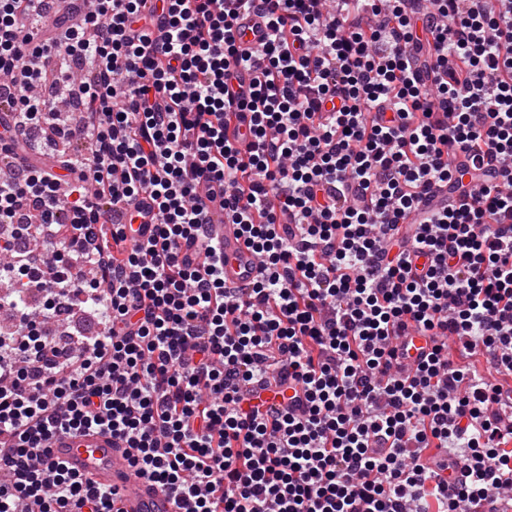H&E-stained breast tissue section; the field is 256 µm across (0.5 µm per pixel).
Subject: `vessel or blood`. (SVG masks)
Returning a JSON list of instances; mask_svg holds the SVG:
<instances>
[{"mask_svg":"<svg viewBox=\"0 0 512 512\" xmlns=\"http://www.w3.org/2000/svg\"><path fill=\"white\" fill-rule=\"evenodd\" d=\"M206 229L208 235L220 243L225 286L239 288L253 283L259 276L257 259L222 207H211ZM51 446L53 460L99 485L118 488L122 494V512H179L164 487L133 473L127 448L112 436L95 431L60 434L53 438Z\"/></svg>","mask_w":512,"mask_h":512,"instance_id":"1","label":"vessel or blood"}]
</instances>
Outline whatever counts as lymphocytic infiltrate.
<instances>
[{"instance_id":"1","label":"lymphocytic infiltrate","mask_w":512,"mask_h":512,"mask_svg":"<svg viewBox=\"0 0 512 512\" xmlns=\"http://www.w3.org/2000/svg\"><path fill=\"white\" fill-rule=\"evenodd\" d=\"M0 157V512H115L51 459L86 429L184 512L512 499V0H0ZM228 212L219 205L210 209V224H206L210 237H216L224 253V285L240 288L253 283L259 276L256 256L247 249L239 235L238 225L231 224Z\"/></svg>"}]
</instances>
